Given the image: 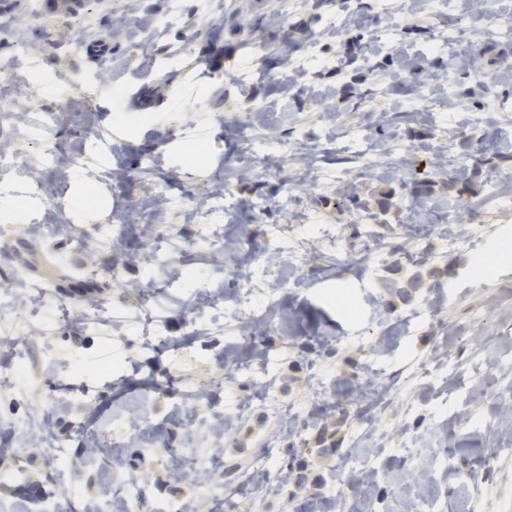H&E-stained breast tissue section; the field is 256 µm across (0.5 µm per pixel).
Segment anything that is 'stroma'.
<instances>
[{"label": "stroma", "mask_w": 512, "mask_h": 512, "mask_svg": "<svg viewBox=\"0 0 512 512\" xmlns=\"http://www.w3.org/2000/svg\"><path fill=\"white\" fill-rule=\"evenodd\" d=\"M47 2L0 0V142L12 176L46 189L33 223L0 236V293L37 330L0 342V360L21 357L37 376L24 398L0 396V447L27 473L0 483L12 512H37L48 495L56 512L89 500L124 512L112 491L131 477L190 512H512V213L480 205L491 176L512 172L489 107L494 96L512 108V36L431 14L426 0H362L337 37L311 0H209L199 13L195 0H84L75 13ZM178 8L187 20L167 25ZM402 14L407 25L385 40ZM452 31L489 85L436 50ZM316 38L321 53L307 59ZM247 70L254 78L237 80ZM427 84L438 111H408ZM53 109L44 140L31 138L27 114ZM188 128L208 145L204 169L182 155ZM300 129L281 172L261 174L242 150L250 134L283 141ZM356 129L369 155L351 146ZM98 132L112 138V179L86 197L93 165L71 160ZM45 143L60 158L51 170ZM438 155L443 172L428 174ZM308 161L349 169L350 186L297 189L290 178ZM418 181L422 214L409 201ZM227 184L224 243L194 244L193 218L167 197ZM105 221L119 228L109 242L93 231ZM159 221L171 260L148 279L145 229ZM318 224L335 234L337 260L321 256ZM242 239L282 285L274 304L245 290L246 260L230 246ZM283 239L308 243L305 259L284 258ZM196 267L211 284L201 301L186 286ZM41 280L54 283L46 301L20 304ZM245 292L263 311L250 335L234 312ZM74 308L98 316V331L69 318ZM164 446L165 469L149 454ZM56 448L72 458L57 470ZM189 455L215 458L219 493L170 481ZM269 466L287 485L264 482Z\"/></svg>", "instance_id": "obj_1"}]
</instances>
